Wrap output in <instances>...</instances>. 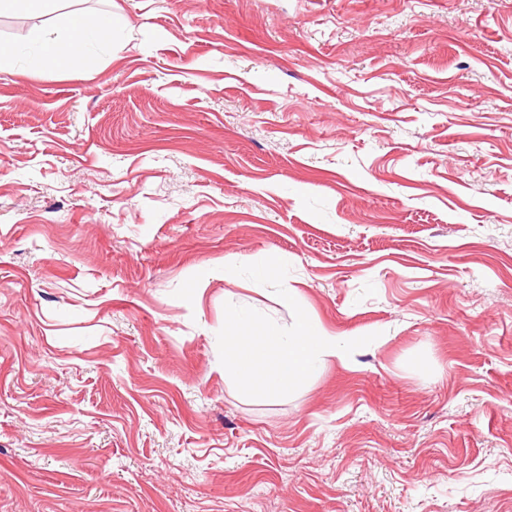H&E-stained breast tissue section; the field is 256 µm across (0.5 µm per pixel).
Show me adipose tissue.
<instances>
[{
	"label": "adipose tissue",
	"instance_id": "adipose-tissue-1",
	"mask_svg": "<svg viewBox=\"0 0 512 512\" xmlns=\"http://www.w3.org/2000/svg\"><path fill=\"white\" fill-rule=\"evenodd\" d=\"M111 19H91L82 14L70 15L65 32L38 27L30 30L29 42L57 64H67L72 58L84 55L91 40L101 29L111 28ZM224 333L231 345L224 363L246 380L261 378L268 392L287 389L303 377L322 354H335L341 346L340 337L327 331H315L299 322L294 335L281 336L265 329L262 339L248 336L247 329L237 318L224 320Z\"/></svg>",
	"mask_w": 512,
	"mask_h": 512
}]
</instances>
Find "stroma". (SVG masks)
<instances>
[{
	"label": "stroma",
	"instance_id": "obj_1",
	"mask_svg": "<svg viewBox=\"0 0 512 512\" xmlns=\"http://www.w3.org/2000/svg\"><path fill=\"white\" fill-rule=\"evenodd\" d=\"M72 12L90 62L0 74V512H512V0H62L0 44ZM228 315L344 348L272 394Z\"/></svg>",
	"mask_w": 512,
	"mask_h": 512
}]
</instances>
